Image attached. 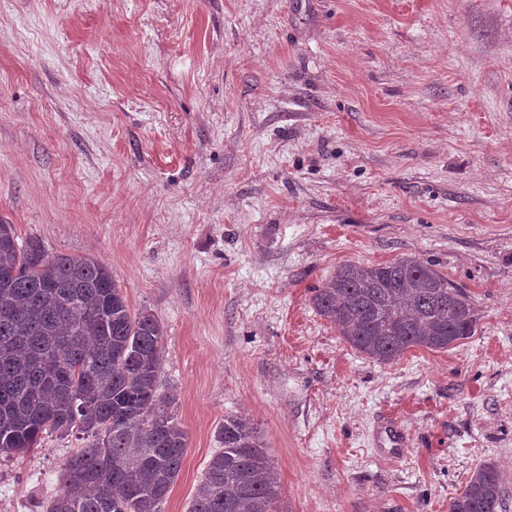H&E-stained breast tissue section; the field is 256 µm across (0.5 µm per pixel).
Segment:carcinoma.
<instances>
[{
  "label": "carcinoma",
  "mask_w": 512,
  "mask_h": 512,
  "mask_svg": "<svg viewBox=\"0 0 512 512\" xmlns=\"http://www.w3.org/2000/svg\"><path fill=\"white\" fill-rule=\"evenodd\" d=\"M315 311L379 362L414 347L446 349L473 335L478 309L463 288L412 257L344 263L314 289ZM164 329L131 312L109 270L90 257L48 254L0 223V457L75 436L45 512H159L187 434L159 392ZM188 512H273L278 477L251 420L224 418ZM495 467L482 465L448 512H499Z\"/></svg>",
  "instance_id": "1"
}]
</instances>
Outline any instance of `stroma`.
<instances>
[{"label": "stroma", "mask_w": 512, "mask_h": 512, "mask_svg": "<svg viewBox=\"0 0 512 512\" xmlns=\"http://www.w3.org/2000/svg\"><path fill=\"white\" fill-rule=\"evenodd\" d=\"M0 222L161 321L188 436L161 512L228 416L274 512H448L484 464L512 512V0H0ZM407 256L479 320L381 364L310 298ZM76 446L0 458V512H43Z\"/></svg>", "instance_id": "1"}]
</instances>
